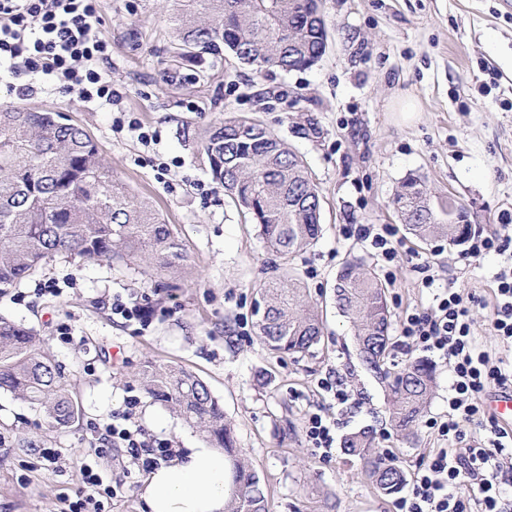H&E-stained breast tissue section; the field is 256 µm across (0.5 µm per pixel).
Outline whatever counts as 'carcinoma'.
<instances>
[{
    "label": "carcinoma",
    "instance_id": "cac0c4a2",
    "mask_svg": "<svg viewBox=\"0 0 512 512\" xmlns=\"http://www.w3.org/2000/svg\"><path fill=\"white\" fill-rule=\"evenodd\" d=\"M171 22L179 60L228 50L258 69L302 70L321 59L327 43L322 0H176ZM202 152L226 196L259 227L283 263L315 244L321 232L319 189L302 156L261 121L225 114L206 131ZM393 204L420 241L463 244L465 225L446 219L453 206L441 204L443 216L431 220L435 206L424 180L405 179ZM58 253L133 259L165 270L186 261L170 225L114 179L112 166L84 128L61 112L0 107V294ZM335 290L336 304L352 324L361 364L389 389L391 426L413 434L432 397V365L417 359L398 371L386 367L393 320L375 273L348 261L336 276ZM258 294L263 345L283 355L313 353L323 321L301 282L285 273L263 283ZM63 378L44 337L0 317V390L43 414L50 427L62 428L79 417ZM145 386L153 400L172 407L224 451L231 466L224 512H267L265 485L236 448L224 409L207 385L181 368L155 365L145 373ZM342 452L360 460L366 477L385 495L403 488L402 470L376 451L372 433L348 434Z\"/></svg>",
    "mask_w": 512,
    "mask_h": 512
}]
</instances>
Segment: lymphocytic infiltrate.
<instances>
[{"mask_svg":"<svg viewBox=\"0 0 512 512\" xmlns=\"http://www.w3.org/2000/svg\"><path fill=\"white\" fill-rule=\"evenodd\" d=\"M100 2L0 0V67L13 77L0 87V99L46 82L58 92L111 106L112 79L105 66L112 50L100 37ZM19 77L25 78L24 86H16ZM342 233L367 243L383 263L395 258L391 225L346 224ZM495 282L491 326L501 343L512 347V265L501 268ZM476 302L475 296L451 287L436 295L432 307L405 312L400 320L401 337L444 362L451 381L447 414L427 422L440 446L411 475L397 512H512V497L503 492L512 475L502 457L512 444V429L500 424L486 401L491 390L512 389V360L480 349L472 330ZM137 404V398L128 399L111 423L94 426L91 457L123 448L148 469L172 456L171 443L149 439L133 427ZM475 422L488 427V435L468 434L467 425ZM82 471L85 491L65 500L64 512H105V501L118 497L119 487L106 484L90 464Z\"/></svg>","mask_w":512,"mask_h":512,"instance_id":"1","label":"lymphocytic infiltrate"}]
</instances>
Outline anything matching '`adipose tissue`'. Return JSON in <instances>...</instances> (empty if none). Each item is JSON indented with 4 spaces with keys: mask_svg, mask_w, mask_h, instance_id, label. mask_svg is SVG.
<instances>
[{
    "mask_svg": "<svg viewBox=\"0 0 512 512\" xmlns=\"http://www.w3.org/2000/svg\"><path fill=\"white\" fill-rule=\"evenodd\" d=\"M230 484L223 453L205 444L152 471L143 498L149 512H224Z\"/></svg>",
    "mask_w": 512,
    "mask_h": 512,
    "instance_id": "ef3b65f1",
    "label": "adipose tissue"
}]
</instances>
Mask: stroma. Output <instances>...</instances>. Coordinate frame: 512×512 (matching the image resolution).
Wrapping results in <instances>:
<instances>
[{"instance_id": "stroma-1", "label": "stroma", "mask_w": 512, "mask_h": 512, "mask_svg": "<svg viewBox=\"0 0 512 512\" xmlns=\"http://www.w3.org/2000/svg\"><path fill=\"white\" fill-rule=\"evenodd\" d=\"M172 0H105L103 39L112 47V106L38 89L10 105L61 112L99 145L113 174L145 198L181 240L187 261L175 273L147 274L137 262L57 255L0 296V315L35 329L65 367L79 420L48 429L14 394L0 392V512H59L84 487L90 423H110L127 397L140 399L135 423L175 452L203 435L146 393L143 369L156 362L202 379L224 408L236 445L267 491L268 512H396L361 473L359 460L335 453L321 461L305 440L310 414L328 409L318 385L340 375L356 402L336 413V438L369 428L378 450L412 473L436 448L426 425L409 437L388 421L384 386L359 365L351 326L335 304L336 275L359 260L387 288L394 318L432 305L453 286L478 297L472 317L479 344L500 347L490 328L494 276L504 262L481 259L443 241L419 243L392 200L401 182L424 180L437 201L460 207L466 223L489 234L512 218V0H323L328 43L306 70H260L230 52L202 62L172 58ZM412 102L411 116L400 110ZM258 117L307 163L322 197V234L291 266L324 311L314 354L281 358L261 343L257 290L276 254L256 225L213 180L201 137L225 113ZM151 134L150 142L139 139ZM346 224H390L397 257L383 268ZM430 263L425 288L418 268ZM133 297L148 326L112 312L113 296ZM70 340H62L61 330ZM35 440L32 448L22 440ZM60 450L56 471L44 449ZM122 494L106 512H146L145 477L125 449L94 461Z\"/></svg>"}]
</instances>
